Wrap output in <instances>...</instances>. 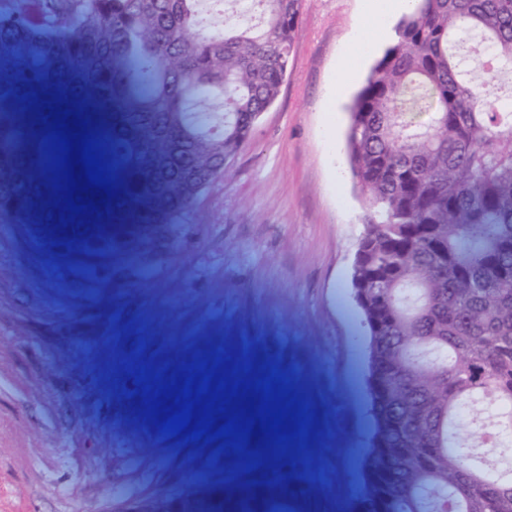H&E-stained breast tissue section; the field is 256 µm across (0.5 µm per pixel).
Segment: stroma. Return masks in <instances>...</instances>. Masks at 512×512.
Returning a JSON list of instances; mask_svg holds the SVG:
<instances>
[{"mask_svg": "<svg viewBox=\"0 0 512 512\" xmlns=\"http://www.w3.org/2000/svg\"><path fill=\"white\" fill-rule=\"evenodd\" d=\"M363 0H303L288 77L223 177L192 205L179 249L151 276L147 235L115 226L112 285L98 263L61 255L46 280L24 224L0 226V512H108L173 491L197 512L244 479L351 512L370 421L359 381L364 329L349 280L366 210L345 148L349 107L390 44L357 41ZM349 86L332 88L340 69ZM223 349L277 365L314 409L296 462L261 449L250 476L233 450L144 425L134 366L175 373Z\"/></svg>", "mask_w": 512, "mask_h": 512, "instance_id": "1", "label": "stroma"}]
</instances>
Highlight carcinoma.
Instances as JSON below:
<instances>
[{"instance_id": "1", "label": "carcinoma", "mask_w": 512, "mask_h": 512, "mask_svg": "<svg viewBox=\"0 0 512 512\" xmlns=\"http://www.w3.org/2000/svg\"><path fill=\"white\" fill-rule=\"evenodd\" d=\"M0 0V222L54 225L59 247L105 259L99 225L165 226L224 174L287 75L302 0ZM63 38L43 53L35 32ZM512 0H417L350 107L346 150L366 194L351 273L373 421L357 512H512V469L485 448L512 428ZM109 144L111 195L63 223L44 142L49 107ZM107 200V204L100 200ZM474 411L477 439L461 434ZM300 512L288 479L246 482V512Z\"/></svg>"}]
</instances>
